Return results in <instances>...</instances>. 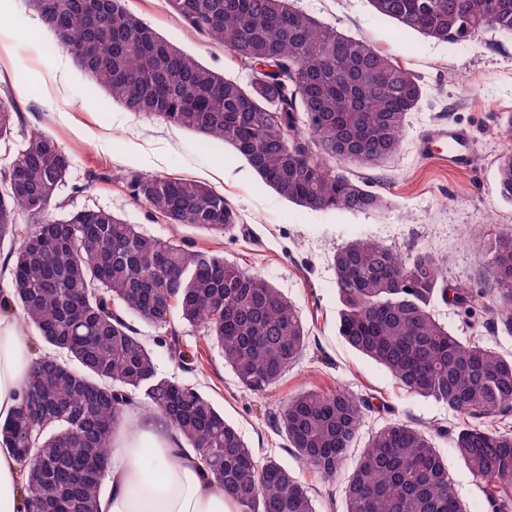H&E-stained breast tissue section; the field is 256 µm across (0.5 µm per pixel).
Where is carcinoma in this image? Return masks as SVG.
Listing matches in <instances>:
<instances>
[{
  "label": "carcinoma",
  "instance_id": "carcinoma-1",
  "mask_svg": "<svg viewBox=\"0 0 512 512\" xmlns=\"http://www.w3.org/2000/svg\"><path fill=\"white\" fill-rule=\"evenodd\" d=\"M58 45L127 111L154 116L231 146L280 197L318 211L386 206L335 163L378 166L401 148L423 86L362 39L296 9L291 0H166L183 22L251 70L243 84L203 66L124 7V0H31ZM402 34L465 41L490 28L512 37V0H369ZM16 105L0 97V250L19 310L49 347L37 359L0 444L23 467L27 512H98L112 429L134 402L165 414L240 512H315L308 488L276 461L259 462L197 389L158 373L129 317L156 328L179 366L198 357L175 322L204 326L241 385L262 392L305 349L296 306L259 274L206 248L143 234L112 212L55 215L71 161L51 137H13ZM130 198L168 224L226 232L238 224L224 194L206 183L134 172ZM512 200V153L497 168ZM32 219L29 228L19 218ZM492 303L512 333V227L492 243ZM338 332L404 389L462 416L456 455L490 483L496 507L512 506V432L487 419L512 412V359L464 340L432 314L438 299L471 314L485 291L448 287L428 252L405 254L353 240L332 256ZM366 405L351 392L305 390L275 413L297 457L324 479L340 474ZM346 512H464L430 436L394 422L367 441L344 481Z\"/></svg>",
  "mask_w": 512,
  "mask_h": 512
}]
</instances>
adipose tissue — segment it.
<instances>
[{
  "label": "adipose tissue",
  "mask_w": 512,
  "mask_h": 512,
  "mask_svg": "<svg viewBox=\"0 0 512 512\" xmlns=\"http://www.w3.org/2000/svg\"><path fill=\"white\" fill-rule=\"evenodd\" d=\"M20 323L0 317V423L21 403L34 366ZM108 489L98 512H240L207 477L199 459L161 413L129 408L112 434ZM22 468L12 449L0 447V512H26Z\"/></svg>",
  "instance_id": "obj_1"
}]
</instances>
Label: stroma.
Wrapping results in <instances>:
<instances>
[{"instance_id":"1","label":"stroma","mask_w":512,"mask_h":512,"mask_svg":"<svg viewBox=\"0 0 512 512\" xmlns=\"http://www.w3.org/2000/svg\"><path fill=\"white\" fill-rule=\"evenodd\" d=\"M299 9L340 32L368 41L417 75L424 94L406 125L391 162L360 169L386 206L377 211H312L280 198L231 147L206 143L164 121L126 111L60 48L30 0H0V96L10 95L19 115L14 136L37 129L69 154L71 167L59 195L67 211L104 209L158 238L186 240L223 254L265 277L294 302L310 326L305 351L279 382L254 393L239 383L203 327L179 323L184 344L198 349L195 369L178 368L156 330L139 323L159 371L193 386L223 412L257 460H276L306 486L316 512H345L340 481L324 480L303 464L272 416L288 397L305 389H346L369 401L362 438L402 420L431 433L448 467L452 488L466 512H493L485 484L457 458L452 434L461 417L447 405L399 386L378 363L339 335L340 301L334 251L355 239H372L408 253L422 250L441 264L449 285L486 288L490 245L512 226V201L497 189L500 156L512 150V40L492 30L448 43L417 33L399 35L394 22L374 17L368 0H297ZM126 8L161 37L225 77L247 82L248 72L223 46L203 43L166 0H125ZM438 126H464L472 134L471 167L452 172L418 151L421 135ZM101 180H87L89 171ZM132 171L194 179L224 194L239 216L220 234L151 217L125 194L119 179ZM440 323L467 340L512 355V334L497 331V314L465 315L438 301Z\"/></svg>"}]
</instances>
